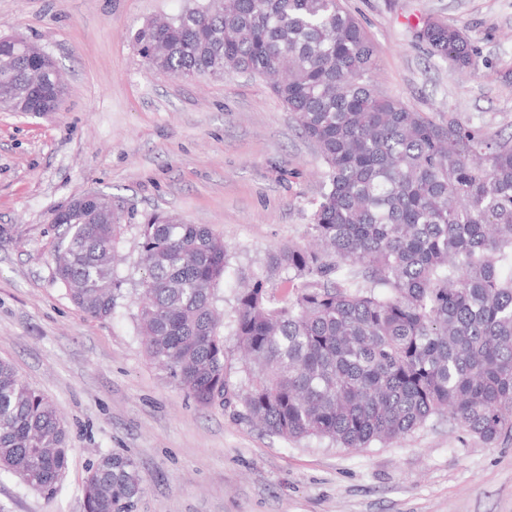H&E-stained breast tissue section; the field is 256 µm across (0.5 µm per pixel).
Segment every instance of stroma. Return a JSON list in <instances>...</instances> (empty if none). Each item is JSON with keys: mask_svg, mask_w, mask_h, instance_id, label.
I'll use <instances>...</instances> for the list:
<instances>
[{"mask_svg": "<svg viewBox=\"0 0 512 512\" xmlns=\"http://www.w3.org/2000/svg\"><path fill=\"white\" fill-rule=\"evenodd\" d=\"M187 0H0V36L22 33L68 89L57 112L0 111V359L58 409L68 469L53 500L0 474V512H84L96 452L135 460V512H512V440L487 445L447 417L391 443L287 442L241 406H196L147 359L135 301L141 232L155 215L205 224L229 247L213 289L226 376L242 381L232 327L239 277L303 244L325 184L315 146L268 81L233 70L177 79L148 68L131 30ZM376 54L373 80L435 123L456 116L512 136V0H343ZM460 29L472 74L430 56L417 25ZM96 191L120 210L113 317H90L54 277V210Z\"/></svg>", "mask_w": 512, "mask_h": 512, "instance_id": "35a3bbf8", "label": "stroma"}]
</instances>
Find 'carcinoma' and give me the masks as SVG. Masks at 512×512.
Here are the masks:
<instances>
[{
	"mask_svg": "<svg viewBox=\"0 0 512 512\" xmlns=\"http://www.w3.org/2000/svg\"><path fill=\"white\" fill-rule=\"evenodd\" d=\"M420 41L459 71L477 53L429 19ZM129 38L171 76L271 81L326 167L310 242L279 249L266 273L242 277L232 335L244 380L231 386L213 287L228 250L205 224L159 215L142 229L137 323L150 360L202 408L235 400L286 441L367 448L446 416L487 445L512 439V136L494 138L448 113L440 126L371 82L377 62L341 0H195ZM48 64L0 41V106L55 93ZM121 213L93 203L53 212L66 251L55 279L96 319L121 298ZM350 266L365 284L347 280ZM286 274L271 298L264 281ZM53 404L0 360V473L54 497L68 467ZM144 493L135 463L105 453L83 483L84 512H131Z\"/></svg>",
	"mask_w": 512,
	"mask_h": 512,
	"instance_id": "carcinoma-1",
	"label": "carcinoma"
}]
</instances>
